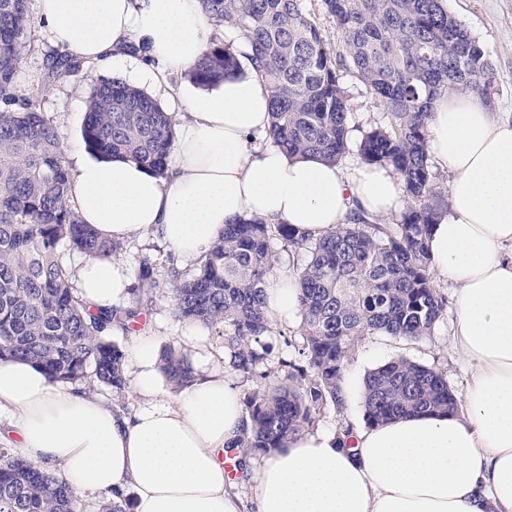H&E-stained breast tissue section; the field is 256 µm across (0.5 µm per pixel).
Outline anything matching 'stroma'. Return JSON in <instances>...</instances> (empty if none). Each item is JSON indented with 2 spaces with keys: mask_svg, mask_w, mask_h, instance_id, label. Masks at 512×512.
I'll return each instance as SVG.
<instances>
[{
  "mask_svg": "<svg viewBox=\"0 0 512 512\" xmlns=\"http://www.w3.org/2000/svg\"><path fill=\"white\" fill-rule=\"evenodd\" d=\"M456 18L479 40L495 68L492 104L500 117L512 121V0H448ZM34 51L24 60L16 74L20 92L27 93L43 75L45 54L53 44L43 24L33 22ZM119 78L155 98L170 112L181 111L180 101L169 98V86L188 84L186 75L168 76L166 83H155L141 76L136 64L127 62L111 69L93 64L82 65L55 81L51 92L43 98V112L56 124L63 138L66 153L84 151L82 125L91 85L100 79ZM153 263L154 283L140 292L138 299L143 313L132 323L130 331H116L112 339L130 353L135 337H151L158 347L172 344L181 347L192 361L197 373L224 365V348L220 337L210 330L180 320L174 311L171 294V272L191 270L189 262L173 257L171 249L159 238L148 235L124 242L120 254L130 275H137L142 259ZM455 312L446 309L434 334L418 342L407 343L388 336H370L357 344L348 358L346 371L366 376L371 370L404 356L421 364L444 370L450 387L463 393L465 375L451 336Z\"/></svg>",
  "mask_w": 512,
  "mask_h": 512,
  "instance_id": "stroma-1",
  "label": "stroma"
}]
</instances>
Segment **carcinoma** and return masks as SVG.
<instances>
[{"label": "carcinoma", "mask_w": 512, "mask_h": 512, "mask_svg": "<svg viewBox=\"0 0 512 512\" xmlns=\"http://www.w3.org/2000/svg\"><path fill=\"white\" fill-rule=\"evenodd\" d=\"M215 35L188 70L215 87L246 60L270 92L264 141L290 156L339 164L350 153L347 73L385 111L365 131L357 155L403 180L406 206L392 224L359 209L316 236L288 224L243 216L198 259L172 274L176 315L224 341V364L252 380L275 381L246 392L245 424L230 456L240 472L313 429L326 410L343 408L340 382L352 349L377 334L416 342L433 335L447 299L437 288L427 240L448 193L436 190L429 119L433 100L452 89L491 98L494 68L479 41L443 0H322L340 35L331 46L303 0H199ZM30 0H0V361L39 365L53 382L127 387L124 354L112 341L139 307L100 310L77 294L61 246L85 259L111 258L124 244L81 222L71 203L69 169L57 127L41 110L60 76L80 68L65 52L45 54L41 84L26 95L17 69L33 50ZM83 139L99 157L121 155L163 177L175 131L166 110L119 79L99 80L88 95ZM302 252L292 266L301 326L291 356L273 359L269 338L283 332L265 311L274 245ZM176 388L195 381L182 350L160 355ZM457 397L445 372L399 357L365 378L366 420L451 412ZM0 512H78V495L50 469L0 448Z\"/></svg>", "instance_id": "carcinoma-1"}]
</instances>
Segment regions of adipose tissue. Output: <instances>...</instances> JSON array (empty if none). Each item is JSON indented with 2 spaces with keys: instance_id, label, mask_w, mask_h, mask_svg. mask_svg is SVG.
<instances>
[{
  "instance_id": "ef3b65f1",
  "label": "adipose tissue",
  "mask_w": 512,
  "mask_h": 512,
  "mask_svg": "<svg viewBox=\"0 0 512 512\" xmlns=\"http://www.w3.org/2000/svg\"><path fill=\"white\" fill-rule=\"evenodd\" d=\"M34 11L77 61L114 67L141 48L156 64L150 79L190 68L211 32L198 0H34ZM179 96L189 118L165 176L127 157L76 160V210L102 236L157 235L194 260L242 216L322 234L354 207L386 217L405 204L391 168L345 174L254 146L269 95L251 68ZM430 153L453 174L429 246L436 272L456 286L453 344L467 374L457 411L360 427L348 446L333 429L305 433L263 460L244 496L231 491L221 460L242 429L239 387L214 369L177 406L156 401L159 351L139 337L129 388L141 405L131 417L35 364L0 362L11 448L77 493L133 490L135 512H512V123L475 92H443L432 104ZM129 285L116 258L86 260L76 275L78 294L102 310L122 306ZM266 306L273 323L295 318L288 273L268 288Z\"/></svg>"
}]
</instances>
